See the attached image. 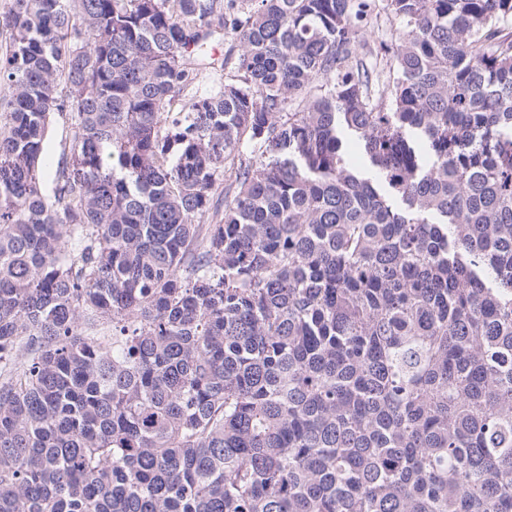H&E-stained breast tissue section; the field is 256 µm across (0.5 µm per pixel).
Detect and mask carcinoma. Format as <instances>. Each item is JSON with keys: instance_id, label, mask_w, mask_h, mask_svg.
Returning <instances> with one entry per match:
<instances>
[{"instance_id": "carcinoma-1", "label": "carcinoma", "mask_w": 512, "mask_h": 512, "mask_svg": "<svg viewBox=\"0 0 512 512\" xmlns=\"http://www.w3.org/2000/svg\"><path fill=\"white\" fill-rule=\"evenodd\" d=\"M375 8L12 0L0 512H512V0ZM399 27L398 21L381 13L377 21H374L367 30L366 38L370 43L378 44L381 40L390 38V34ZM210 54L219 62L224 61L223 75L233 74L239 54L238 43L230 34H225L223 38L212 44ZM46 154L52 166V172L45 177L43 189L49 196L53 194V181L56 169L68 168L72 163L71 143L68 122L65 115L55 113L49 123L44 141Z\"/></svg>"}]
</instances>
